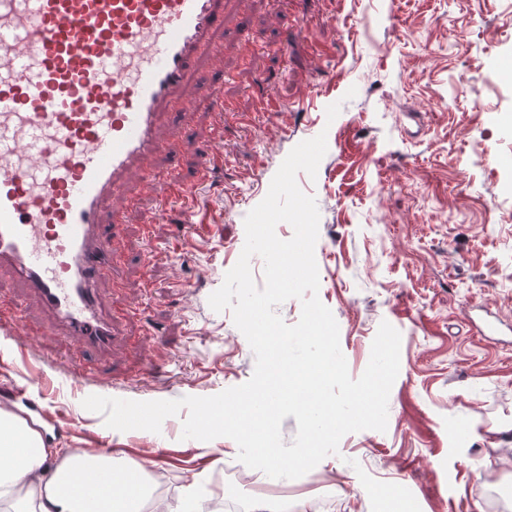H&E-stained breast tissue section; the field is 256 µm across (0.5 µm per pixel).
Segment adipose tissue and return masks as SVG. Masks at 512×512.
Returning a JSON list of instances; mask_svg holds the SVG:
<instances>
[{
    "instance_id": "obj_1",
    "label": "adipose tissue",
    "mask_w": 512,
    "mask_h": 512,
    "mask_svg": "<svg viewBox=\"0 0 512 512\" xmlns=\"http://www.w3.org/2000/svg\"><path fill=\"white\" fill-rule=\"evenodd\" d=\"M50 457L23 420L0 410L1 499L24 491L27 505L19 512H141L147 495L142 463L76 452L52 467Z\"/></svg>"
}]
</instances>
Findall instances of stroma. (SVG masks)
Returning <instances> with one entry per match:
<instances>
[{
	"label": "stroma",
	"instance_id": "obj_1",
	"mask_svg": "<svg viewBox=\"0 0 512 512\" xmlns=\"http://www.w3.org/2000/svg\"><path fill=\"white\" fill-rule=\"evenodd\" d=\"M222 2L223 55L179 89L184 112L157 115L159 135L180 144L178 174L191 179L211 149L224 155L222 182L182 203L192 222L182 241L159 216L162 199L127 179L139 207L123 227L114 306L141 305L160 336L124 316L111 354L88 356L33 294L20 307L0 295V387L29 383L64 420L46 447L145 460L157 498L173 504L200 474L203 494L269 497L285 512H512V0H251L245 12ZM243 31L260 51L248 53ZM260 80L267 112L254 109ZM202 81L247 116L235 133L196 97ZM320 134L316 178L297 176L320 212L318 296L352 378L381 322L400 332L386 431L347 434L301 478L273 479L242 464L230 438L182 439L179 415L157 433L107 428L83 407L87 396H212L251 378L247 339L208 298L286 156ZM20 314L27 366L13 364L8 337ZM56 362L91 383H73Z\"/></svg>",
	"mask_w": 512,
	"mask_h": 512
}]
</instances>
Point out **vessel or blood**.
<instances>
[{"label":"vessel or blood","instance_id":"obj_1","mask_svg":"<svg viewBox=\"0 0 512 512\" xmlns=\"http://www.w3.org/2000/svg\"><path fill=\"white\" fill-rule=\"evenodd\" d=\"M220 0H0V267L11 268L83 351L111 352L112 304L122 288L113 239L136 197L113 209L138 168L165 199L192 195L223 168L210 155L195 185L161 175L177 141L156 131L159 105L200 58L220 54Z\"/></svg>","mask_w":512,"mask_h":512}]
</instances>
